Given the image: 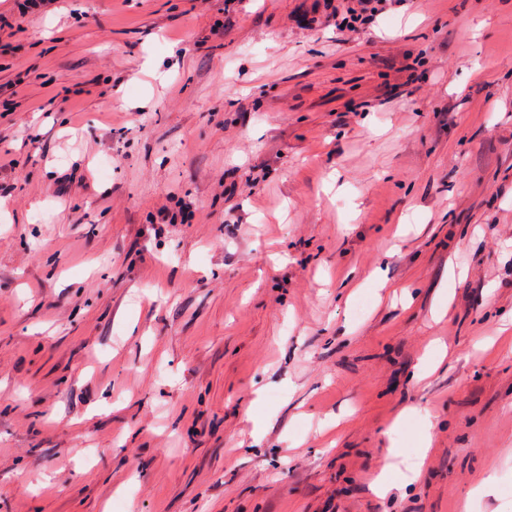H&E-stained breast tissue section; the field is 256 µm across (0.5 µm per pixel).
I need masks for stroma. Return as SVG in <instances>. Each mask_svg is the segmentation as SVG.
Returning a JSON list of instances; mask_svg holds the SVG:
<instances>
[{
    "label": "stroma",
    "mask_w": 512,
    "mask_h": 512,
    "mask_svg": "<svg viewBox=\"0 0 512 512\" xmlns=\"http://www.w3.org/2000/svg\"><path fill=\"white\" fill-rule=\"evenodd\" d=\"M12 41L0 512H512V0H53ZM387 0H338L336 23L352 30L373 23L377 16L385 12Z\"/></svg>",
    "instance_id": "obj_1"
}]
</instances>
